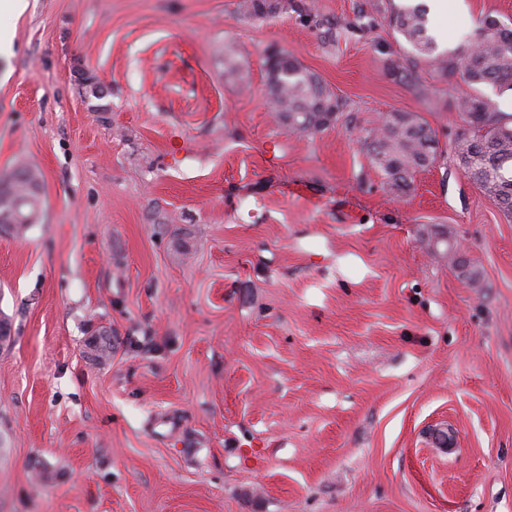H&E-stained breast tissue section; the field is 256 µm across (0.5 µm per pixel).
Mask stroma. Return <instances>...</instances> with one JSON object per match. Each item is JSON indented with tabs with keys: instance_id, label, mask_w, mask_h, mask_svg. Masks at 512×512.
<instances>
[{
	"instance_id": "35a3bbf8",
	"label": "stroma",
	"mask_w": 512,
	"mask_h": 512,
	"mask_svg": "<svg viewBox=\"0 0 512 512\" xmlns=\"http://www.w3.org/2000/svg\"><path fill=\"white\" fill-rule=\"evenodd\" d=\"M27 2L0 16V177L42 183L0 232V512H512V218L454 162L401 191L371 164L381 113L444 149L463 125L464 84L393 74L390 0H314L332 41L297 0ZM487 15L512 0L431 33ZM273 48L339 97L327 130L277 119ZM282 0H243L244 13L255 19H266L276 15L282 8ZM17 179L0 187V230L22 235L35 224L40 207V194L36 181L40 175L26 164L15 168Z\"/></svg>"
}]
</instances>
